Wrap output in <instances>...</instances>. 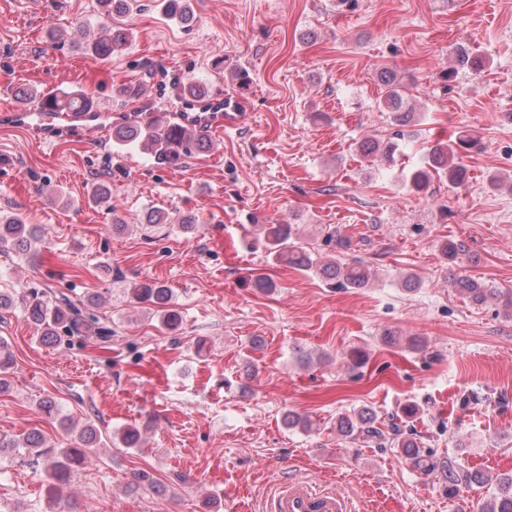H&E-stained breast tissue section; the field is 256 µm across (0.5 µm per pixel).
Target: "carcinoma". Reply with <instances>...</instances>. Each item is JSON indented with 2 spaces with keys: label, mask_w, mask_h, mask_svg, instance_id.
Segmentation results:
<instances>
[{
  "label": "carcinoma",
  "mask_w": 512,
  "mask_h": 512,
  "mask_svg": "<svg viewBox=\"0 0 512 512\" xmlns=\"http://www.w3.org/2000/svg\"><path fill=\"white\" fill-rule=\"evenodd\" d=\"M102 12L98 25L102 29L109 28L113 15H125L134 9L137 0H99ZM161 12L167 18L179 25L187 26L193 19L188 6V0H160ZM126 35L121 30H114L106 37L88 41L89 51L102 58L112 54L125 45ZM458 67H452L445 73V79L456 77L458 68H467L478 72L483 68L481 58L469 52L456 50ZM379 81L384 86V94L380 105L384 111L393 116V120L404 125L411 117V111L406 108L404 89L396 76L382 71ZM39 111L51 115H67L79 117L94 111V102L80 89H55L43 92L37 96ZM112 141L119 147L136 149L147 155L156 165L170 167L182 158L204 149V140L191 133L187 128L170 123L160 129H142L140 127L118 125L112 129ZM480 140L471 135H460L446 143H438L428 153L427 160L420 168L409 176V185L420 191L428 184L431 174L448 178L452 183L463 180L461 165L456 162L461 151L476 149ZM398 150V144L392 141L380 144L368 142L361 145V151L367 155L382 152L385 157L393 158ZM297 229L293 224H270L265 228L268 249L276 259L287 261L288 264L303 270L315 269L316 272L329 280L336 281L338 288H362L369 280V272L358 262L344 264L331 260L325 264L313 265L310 250L294 242ZM41 235L36 227L25 223L19 215H0V254H30L38 252L37 244ZM455 287L475 303H483L490 296H503V312L512 316V290L501 292L485 283L471 277L454 279ZM132 298L139 303H149L161 311V326L173 331L179 328L182 317L172 303V292L164 284L145 282L131 289ZM28 319L42 329L41 340L46 344L58 341L59 331L63 330L72 335H81L95 329L96 321L87 316L81 308L65 298H51L45 293L29 292L21 298ZM13 364L12 352L9 346L0 341V392L9 386L7 374ZM38 411L47 417H61V425L68 433L74 434L76 446L57 448L47 443L44 436L37 430H32L22 438L7 439L0 437V457L14 451L23 450L31 461L42 467L46 476V493L50 502L59 506L65 503L62 498L63 487L71 482L72 475L81 467L87 457L107 443L116 448H140L144 440L141 432L134 426L125 427L105 439L99 427L91 420L80 428H75L70 419L61 415V408L52 396L42 398L37 403ZM339 431L346 436L361 435L377 444L386 440L384 432L374 426L373 412L361 408L351 415L339 419ZM397 446L405 456L424 472H439L448 482V496L457 495L460 485L483 488L489 484L487 478L477 471L466 469L452 458L434 459L421 451L415 441L407 435L396 438ZM481 512H512V476L499 479L487 500L483 503Z\"/></svg>",
  "instance_id": "1"
}]
</instances>
